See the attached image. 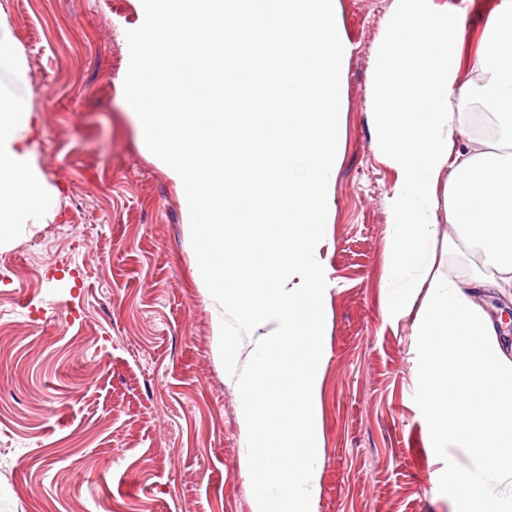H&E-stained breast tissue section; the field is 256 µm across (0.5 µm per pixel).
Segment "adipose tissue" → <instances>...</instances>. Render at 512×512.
<instances>
[{"mask_svg": "<svg viewBox=\"0 0 512 512\" xmlns=\"http://www.w3.org/2000/svg\"><path fill=\"white\" fill-rule=\"evenodd\" d=\"M469 66L484 110L503 135L470 136L471 101L458 84L464 29L437 0H394L372 69L373 122L393 170L385 308L413 315L421 407L438 448H462L448 470L452 512H512V327L476 296L512 298V0L486 27ZM0 246L53 219L58 193L28 145V75L10 29L0 25ZM456 230L451 253L480 261L455 278L439 270L434 212ZM417 313L407 303L417 291Z\"/></svg>", "mask_w": 512, "mask_h": 512, "instance_id": "1", "label": "adipose tissue"}]
</instances>
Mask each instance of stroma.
<instances>
[{
    "label": "stroma",
    "mask_w": 512,
    "mask_h": 512,
    "mask_svg": "<svg viewBox=\"0 0 512 512\" xmlns=\"http://www.w3.org/2000/svg\"><path fill=\"white\" fill-rule=\"evenodd\" d=\"M394 0H338L349 46L326 228L316 512H451L464 463L427 431L410 319L385 315L393 173L371 73ZM473 55L502 0H437ZM28 71L53 221L0 248V512H253L240 396L175 184L121 95L135 0H0Z\"/></svg>",
    "instance_id": "stroma-1"
}]
</instances>
